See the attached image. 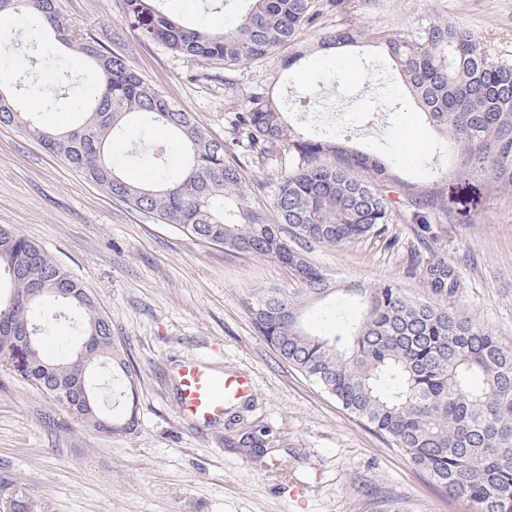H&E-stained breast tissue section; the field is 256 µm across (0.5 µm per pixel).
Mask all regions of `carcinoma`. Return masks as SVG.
<instances>
[{
    "instance_id": "carcinoma-1",
    "label": "carcinoma",
    "mask_w": 512,
    "mask_h": 512,
    "mask_svg": "<svg viewBox=\"0 0 512 512\" xmlns=\"http://www.w3.org/2000/svg\"><path fill=\"white\" fill-rule=\"evenodd\" d=\"M246 2L236 23L212 32L176 22L151 0H124L144 38L188 57L231 65L296 47L242 102L235 80L224 76L232 134L227 141L210 138L192 113L126 58L77 33L61 0H0V24L25 13L90 67L95 88L79 94L82 122L68 130L43 126L17 107L12 85L0 83V124L24 128L113 198L229 251L274 259L294 271L299 287L264 288L246 302L258 335L472 512H512V346L467 311L448 306V296L461 288L455 267L434 258L410 264L409 273L433 301L390 282L349 289L361 311L348 321L342 350L303 320L308 308L336 296L332 279L308 260L314 245L380 238L395 223L417 225L424 238L443 214L451 222H469V201L442 175L405 179L380 156L343 138L307 135L287 119L270 87L310 52L300 36L316 20L315 0ZM369 43L385 46L418 112L456 157L457 176L493 192H512V61L496 56L467 26L443 21L396 33L346 23L323 34L317 49ZM157 129L170 135L182 166L168 173L165 156L155 155L160 179L129 180L112 160L114 142L151 139ZM247 167L274 172L270 206L257 202L269 181L246 178ZM46 300L79 314V342L98 337L87 349L93 355L88 367L110 364L116 385L134 392L137 374L95 296L37 243L0 227V370L51 396L78 424L111 432L101 418L122 432L134 431L135 401L111 416L78 402L77 390L92 388L89 377L80 383L70 374L82 346L66 341L55 351L45 348L44 337L57 323L53 312L37 316ZM33 326L36 338L20 371L2 337L21 336ZM0 488L3 512H28L26 488L1 481Z\"/></svg>"
}]
</instances>
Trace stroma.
I'll return each mask as SVG.
<instances>
[{
  "mask_svg": "<svg viewBox=\"0 0 512 512\" xmlns=\"http://www.w3.org/2000/svg\"><path fill=\"white\" fill-rule=\"evenodd\" d=\"M221 4L157 0L156 6L180 23L220 28L244 8L242 0L226 10ZM61 5L81 33L124 56L218 141L229 136L225 75L244 95L289 54L284 47L228 73L223 63L142 38L123 0ZM433 20L464 23L496 56L512 59V0H361L352 14L328 5L302 40L314 43L344 21L396 33ZM14 28L10 67L36 73L53 92L63 59L81 86L92 84L91 70L66 48L29 60L27 15H17ZM342 55L340 65L312 53L274 86L275 100L292 111L295 92L314 91L313 110L299 115L305 129L349 138L395 162L400 173L423 178L446 166L447 156L433 151L435 132L413 118L385 50L353 47ZM15 95L42 124L74 126L81 119L75 98L48 109L26 87ZM410 128L423 141L413 156L404 151ZM471 215L466 224L439 221L425 242L414 225L391 224L381 239L315 248L311 262L338 293L331 310L307 312L309 326L346 345L345 323L358 307L345 288L391 281L408 295L427 297L407 269L413 253H434L465 283L449 304L512 345V195L481 192ZM0 226L38 243L94 294L138 373V425L112 435L75 423L52 398L0 373V480L27 488L33 512H470L256 334L246 310L254 290L298 285L279 262L224 251L113 199L13 126L0 127ZM192 356L251 379L243 415L248 425L266 427L262 448L240 447L239 426L222 421L200 431L179 416L172 367Z\"/></svg>",
  "mask_w": 512,
  "mask_h": 512,
  "instance_id": "stroma-1",
  "label": "stroma"
}]
</instances>
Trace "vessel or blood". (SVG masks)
I'll use <instances>...</instances> for the list:
<instances>
[{"label":"vessel or blood","mask_w":512,"mask_h":512,"mask_svg":"<svg viewBox=\"0 0 512 512\" xmlns=\"http://www.w3.org/2000/svg\"><path fill=\"white\" fill-rule=\"evenodd\" d=\"M176 373L179 412L202 426L221 420L227 403L246 399L252 392V382L246 376H224L197 358L179 362Z\"/></svg>","instance_id":"1"}]
</instances>
